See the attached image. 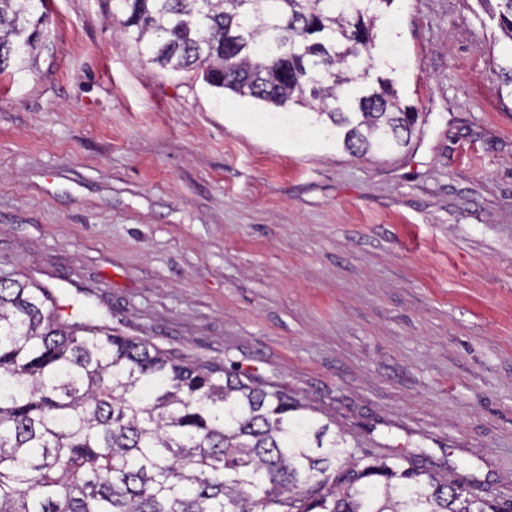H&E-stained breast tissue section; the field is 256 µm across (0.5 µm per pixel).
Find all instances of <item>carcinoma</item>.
<instances>
[{"label":"carcinoma","mask_w":512,"mask_h":512,"mask_svg":"<svg viewBox=\"0 0 512 512\" xmlns=\"http://www.w3.org/2000/svg\"><path fill=\"white\" fill-rule=\"evenodd\" d=\"M151 61L240 97L311 108L353 155L410 145L419 113L373 68L393 0H115ZM512 41V0H496ZM45 0H0V74L46 48ZM288 391L147 338L64 318L0 279V512H512L422 454L348 446Z\"/></svg>","instance_id":"carcinoma-1"}]
</instances>
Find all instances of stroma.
Returning a JSON list of instances; mask_svg holds the SVG:
<instances>
[{
	"instance_id": "1",
	"label": "stroma",
	"mask_w": 512,
	"mask_h": 512,
	"mask_svg": "<svg viewBox=\"0 0 512 512\" xmlns=\"http://www.w3.org/2000/svg\"><path fill=\"white\" fill-rule=\"evenodd\" d=\"M112 0H47L0 75V279L260 376L379 455L512 496V41L477 0H394L372 76L420 118L354 156L299 107L151 63Z\"/></svg>"
}]
</instances>
